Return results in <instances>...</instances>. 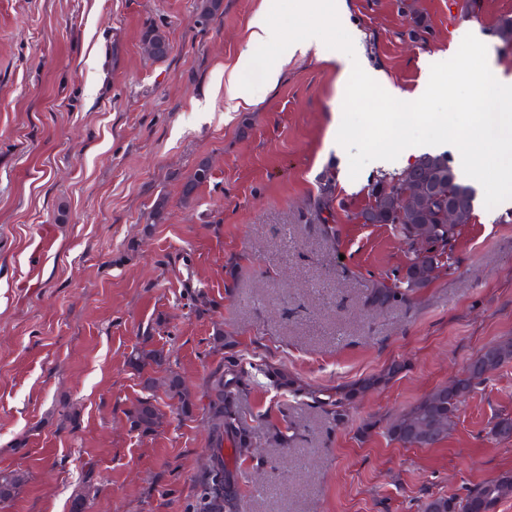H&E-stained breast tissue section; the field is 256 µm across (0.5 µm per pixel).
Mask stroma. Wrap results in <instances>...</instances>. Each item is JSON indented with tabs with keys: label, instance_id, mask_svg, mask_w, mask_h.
Segmentation results:
<instances>
[{
	"label": "stroma",
	"instance_id": "obj_1",
	"mask_svg": "<svg viewBox=\"0 0 512 512\" xmlns=\"http://www.w3.org/2000/svg\"><path fill=\"white\" fill-rule=\"evenodd\" d=\"M198 3L0 0V470L28 474L0 512H70L88 484L90 512H198L211 466L202 413L180 416L159 393L156 432L125 416L149 395L127 365L142 344L164 350L201 404L219 364L249 369L253 447L236 512H418L428 494L461 497L512 471V440L489 433L512 415V362L435 447L385 434L512 339V212L479 208L452 264L409 302L367 305L406 247L390 225L357 218L376 174L339 177L341 64L288 53L314 20L411 93L476 25L492 73L512 77V45L496 35L512 0H347L314 18L299 0H223L204 24ZM265 9L280 42L250 40ZM414 15L425 41L408 37ZM150 26L170 42L164 59L142 49ZM244 53L260 70L279 63L281 82L248 80ZM203 162L209 180L184 197ZM263 362L306 395L271 385ZM394 362L401 371L380 382ZM368 378L335 420L329 398Z\"/></svg>",
	"mask_w": 512,
	"mask_h": 512
}]
</instances>
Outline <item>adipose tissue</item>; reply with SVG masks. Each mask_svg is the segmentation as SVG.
Here are the masks:
<instances>
[{
  "instance_id": "ef3b65f1",
  "label": "adipose tissue",
  "mask_w": 512,
  "mask_h": 512,
  "mask_svg": "<svg viewBox=\"0 0 512 512\" xmlns=\"http://www.w3.org/2000/svg\"><path fill=\"white\" fill-rule=\"evenodd\" d=\"M290 54L303 56L313 55L320 60H337L342 65V79L346 91H354L356 86L371 87L384 85L381 72L368 68L365 64L364 51L361 47L352 45L339 48L325 43L317 27H309L306 34L289 44ZM385 87L388 99L402 98L403 93L394 86Z\"/></svg>"
}]
</instances>
